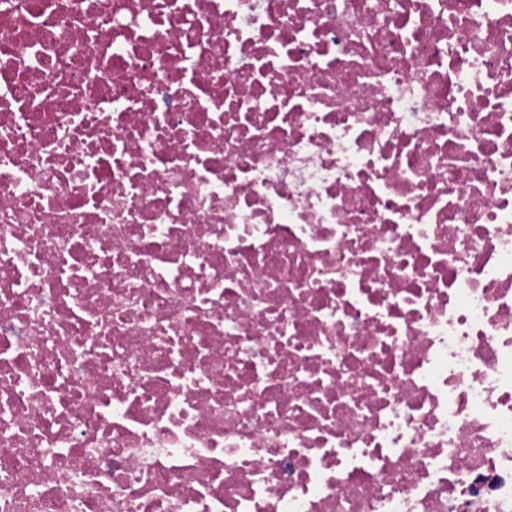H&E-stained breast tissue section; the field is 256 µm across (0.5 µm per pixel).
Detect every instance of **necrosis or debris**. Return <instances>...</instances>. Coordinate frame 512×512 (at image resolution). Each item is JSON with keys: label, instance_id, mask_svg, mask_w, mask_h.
<instances>
[{"label": "necrosis or debris", "instance_id": "necrosis-or-debris-1", "mask_svg": "<svg viewBox=\"0 0 512 512\" xmlns=\"http://www.w3.org/2000/svg\"><path fill=\"white\" fill-rule=\"evenodd\" d=\"M0 512H512V0H0Z\"/></svg>", "mask_w": 512, "mask_h": 512}]
</instances>
